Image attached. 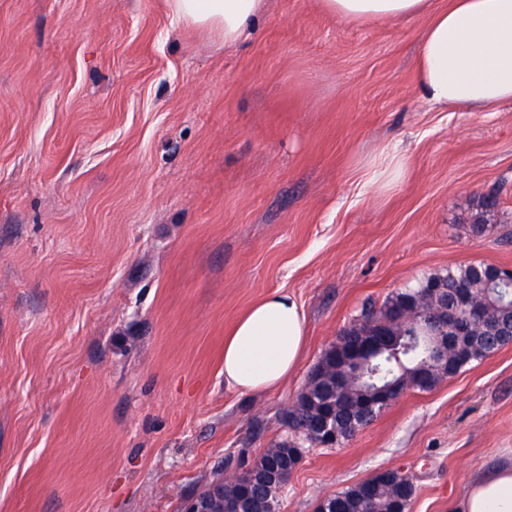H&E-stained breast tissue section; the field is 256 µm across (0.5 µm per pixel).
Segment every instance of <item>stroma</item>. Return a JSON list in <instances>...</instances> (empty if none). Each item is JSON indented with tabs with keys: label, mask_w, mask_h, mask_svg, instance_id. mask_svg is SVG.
<instances>
[{
	"label": "stroma",
	"mask_w": 512,
	"mask_h": 512,
	"mask_svg": "<svg viewBox=\"0 0 512 512\" xmlns=\"http://www.w3.org/2000/svg\"><path fill=\"white\" fill-rule=\"evenodd\" d=\"M425 24L268 0L228 47L168 0H0V512H182L217 466L290 437L286 411L367 302L512 268V102H422ZM489 195L494 228L473 235ZM274 290L307 343L280 387L243 394L224 337ZM511 454L509 344L349 441L303 444L281 512L396 468L408 512H452ZM405 159L402 156H394L390 167H386L375 174L374 181L378 190L391 188L404 174Z\"/></svg>",
	"instance_id": "35a3bbf8"
}]
</instances>
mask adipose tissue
<instances>
[{"mask_svg":"<svg viewBox=\"0 0 512 512\" xmlns=\"http://www.w3.org/2000/svg\"><path fill=\"white\" fill-rule=\"evenodd\" d=\"M331 17L353 23H427L414 60L417 89L433 106L483 112L512 102V0H319ZM172 13L231 45L247 39L263 0H170ZM305 318L288 293L253 303L224 339V382L243 393L280 385L305 343ZM454 512H512V457L477 475Z\"/></svg>","mask_w":512,"mask_h":512,"instance_id":"obj_1","label":"adipose tissue"}]
</instances>
